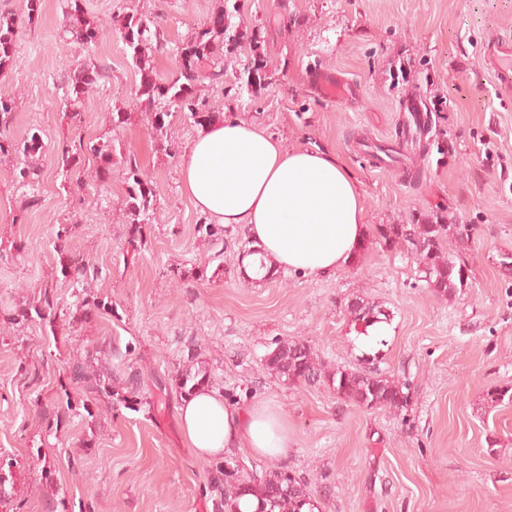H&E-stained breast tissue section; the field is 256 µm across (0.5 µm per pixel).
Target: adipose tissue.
<instances>
[{
	"label": "adipose tissue",
	"mask_w": 512,
	"mask_h": 512,
	"mask_svg": "<svg viewBox=\"0 0 512 512\" xmlns=\"http://www.w3.org/2000/svg\"><path fill=\"white\" fill-rule=\"evenodd\" d=\"M194 205L214 223L244 226L262 257L302 276L329 275L350 264L368 235L359 184L335 155L287 149L259 126L227 116L201 127L181 158ZM181 434L196 455L223 458L237 448L284 459L291 438L279 408H243L204 387L179 409Z\"/></svg>",
	"instance_id": "1"
}]
</instances>
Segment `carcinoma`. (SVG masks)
Wrapping results in <instances>:
<instances>
[{
    "instance_id": "1",
    "label": "carcinoma",
    "mask_w": 512,
    "mask_h": 512,
    "mask_svg": "<svg viewBox=\"0 0 512 512\" xmlns=\"http://www.w3.org/2000/svg\"><path fill=\"white\" fill-rule=\"evenodd\" d=\"M84 0H68L67 32L85 49L90 50L100 42L102 29L84 19ZM239 13V4L225 0V5L215 11L203 25L197 28L178 51L179 66L168 78L159 76L154 70L153 56L166 43L160 38L157 21L148 15L132 12L122 17L118 31L125 46L130 50L133 63L140 74L134 103L147 120L148 132L158 142L159 151L168 158H175L182 149L171 134V117L180 113L183 121L195 126H204L219 116L215 105L206 96L199 94L203 80L214 84L224 82L228 66L235 62L244 43L252 44V54L240 68L236 79L247 77V85L259 87L267 78L269 60L259 51L256 38L233 22ZM18 31L15 18L10 13L0 12V69L17 64L15 43ZM208 63L209 73L201 70ZM102 69L93 61L80 64L77 73L69 82L71 95L67 101L70 110L65 116L74 124L81 122L79 104L101 79ZM58 165L72 172L80 170L83 155L90 153L99 159L95 178L106 180L112 172L113 158L117 157L124 169L125 195L121 205L122 223L126 225V251L136 257L145 248L144 230L156 223L157 193L152 179L137 162L135 156H125L117 148L114 136L97 138V141L68 140L59 143L56 149ZM42 155V144L37 133L18 141L0 135V163L12 166V180L19 189L34 186L40 176L38 165ZM73 224H56L53 228L54 251L57 254L55 274L73 281L78 291L75 309L66 312L68 322L78 326L91 316L110 310L112 300L92 287V282L101 278L98 269L90 264L85 255L71 250L68 240L73 235ZM471 226L450 224L448 215L433 214L414 218L408 224H380L377 236L386 245L407 243L424 273L428 287L442 296L453 295L457 290L469 286V276L463 274L465 264L457 256L445 250L447 244H464L469 241ZM351 323L358 333H367V328L377 323H387L390 317L376 305L360 300H351L346 305ZM58 304L49 289L36 299H25L0 311V323L21 328L38 317L44 323H52L57 316ZM263 365L275 376L289 382H322L340 399L358 407L371 410L385 408L401 411L408 406L410 395L404 385L376 369L336 368V371L321 372L316 353L307 341L298 338L284 339L275 343L263 358ZM71 381L82 384L95 400L97 409H112L123 405L128 409L136 406H151V401L140 391L136 375L129 376L122 387L100 378L91 366L77 363L71 369ZM213 378L205 371L185 370L175 378V386L183 396L200 386L211 387ZM18 461L9 454H0V504H7L17 496L16 490H6L5 485H15L13 469ZM220 491L215 501L217 512H238L239 500L252 496L258 501L255 512H314L316 501L307 491L303 481L288 470H260L257 474L240 469L228 474L224 467L217 468L211 480Z\"/></svg>"
}]
</instances>
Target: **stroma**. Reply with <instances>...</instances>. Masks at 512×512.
I'll return each mask as SVG.
<instances>
[{"label": "stroma", "mask_w": 512, "mask_h": 512, "mask_svg": "<svg viewBox=\"0 0 512 512\" xmlns=\"http://www.w3.org/2000/svg\"><path fill=\"white\" fill-rule=\"evenodd\" d=\"M237 23L255 33L269 59L265 89L201 85L220 112L258 124L285 147L332 151L356 175L369 227L406 224L438 211L472 227L459 257L470 286L435 294L404 245L368 236L350 265L326 276L281 273L244 283L238 252L247 234L229 226L223 242L196 231L205 214L183 192L179 159L164 157L140 118L118 138L157 189L159 217L139 256L124 260L120 167L93 181L94 159L80 173L58 168L60 138L94 139L117 108L133 110L139 75L112 18L160 14L166 40L154 56L160 77L178 66L177 49L222 0H84L87 20L107 31L93 53L67 31L65 0H41L28 19L23 0H0L17 20L16 67L0 72V97L15 103L9 133L38 132L41 177L18 189L0 164V243L24 240L19 257L0 260V307L51 288L61 309L54 333L41 322L0 340V450L22 464L21 512H216L214 461L197 459L178 422L175 376L194 362L214 378L225 400L268 401L286 416L292 446L273 460L234 449L243 466L288 470L300 477L319 512H512V402L491 403L492 388L512 389V99L503 98L481 65L489 32L512 39V0H239ZM103 69L85 97L82 124L63 117L67 77L86 57ZM414 72L403 81L400 68ZM352 81L343 97L322 95L315 73ZM447 105L432 115L433 146L403 139L410 97ZM76 227L70 249L103 275L111 312L79 327L64 313L76 297L54 275L51 227ZM207 270L180 281L181 270ZM359 297L390 315L391 331L372 363L409 387L402 412L366 410L323 385L288 384L265 369L274 343L306 339L327 371L362 367L363 351L345 305ZM90 361L123 379L136 372L142 390L166 386L154 409L119 408L88 417L87 394L70 380L74 361ZM64 407L47 428L36 406ZM42 452L56 469L39 490L28 468Z\"/></svg>", "instance_id": "35a3bbf8"}]
</instances>
